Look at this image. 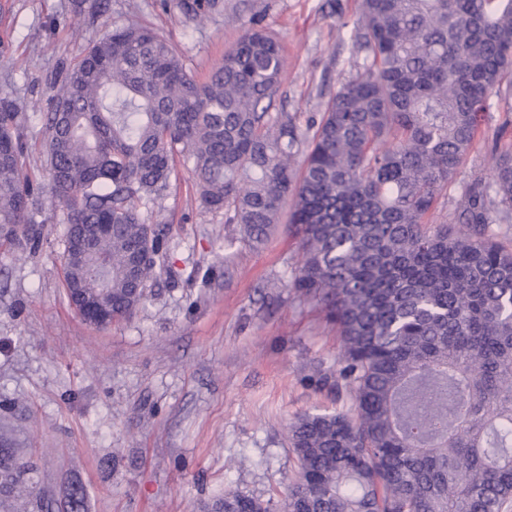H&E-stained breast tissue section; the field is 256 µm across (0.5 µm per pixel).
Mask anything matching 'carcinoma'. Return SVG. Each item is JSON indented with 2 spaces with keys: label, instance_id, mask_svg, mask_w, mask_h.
<instances>
[{
  "label": "carcinoma",
  "instance_id": "cac0c4a2",
  "mask_svg": "<svg viewBox=\"0 0 512 512\" xmlns=\"http://www.w3.org/2000/svg\"><path fill=\"white\" fill-rule=\"evenodd\" d=\"M341 26L363 63L304 130L276 109L282 47L255 20L203 82L138 25L113 27L64 68L41 128L64 287L104 293L116 321L144 304L167 272L153 206L179 162L202 207L252 244L290 204L293 286L341 338L339 376L320 384L353 408L290 424L298 471L282 512H509L512 250L487 225L512 209V153L495 158L491 183L465 188L458 226L427 219L490 96L504 84L512 96V0H358ZM29 120L0 98V246L22 251L44 238L23 168ZM86 224L112 230L91 237ZM24 468L0 456V512H15ZM85 504L78 486L62 508ZM211 507L270 512L232 491Z\"/></svg>",
  "mask_w": 512,
  "mask_h": 512
}]
</instances>
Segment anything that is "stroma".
<instances>
[{
	"label": "stroma",
	"mask_w": 512,
	"mask_h": 512,
	"mask_svg": "<svg viewBox=\"0 0 512 512\" xmlns=\"http://www.w3.org/2000/svg\"><path fill=\"white\" fill-rule=\"evenodd\" d=\"M79 0H0V97L28 112L27 167L46 182L40 129L62 65L107 26L153 28L199 77L224 59L250 19L284 47V106L305 125L322 115L363 55L338 26L356 0H109L98 20ZM512 143V112L490 97L482 135L431 223H454L465 185L490 179ZM61 208L46 198L37 252L0 248V448L30 462L25 483L52 504L84 487L88 512H207L232 490L280 504L297 463L288 427L306 412L346 411L318 385L335 376L340 341L292 283L301 255L280 222L258 247L199 205L179 177L152 223L169 240L167 277L144 307L106 328L84 322L62 288Z\"/></svg>",
	"instance_id": "1"
}]
</instances>
